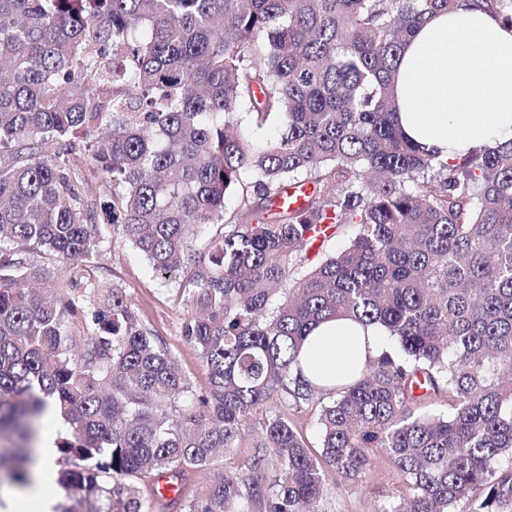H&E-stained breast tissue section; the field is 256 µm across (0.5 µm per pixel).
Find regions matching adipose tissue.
<instances>
[{
    "mask_svg": "<svg viewBox=\"0 0 512 512\" xmlns=\"http://www.w3.org/2000/svg\"><path fill=\"white\" fill-rule=\"evenodd\" d=\"M397 94L405 132L439 160L452 163L471 150L512 139V28L463 6L427 21L399 65ZM385 332L349 320L321 325L301 352L308 376L329 378L387 349ZM33 481L0 497V512H53L46 489L55 479V449L41 434Z\"/></svg>",
    "mask_w": 512,
    "mask_h": 512,
    "instance_id": "adipose-tissue-1",
    "label": "adipose tissue"
}]
</instances>
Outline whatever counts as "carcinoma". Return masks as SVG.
Returning <instances> with one entry per match:
<instances>
[{
	"label": "carcinoma",
	"mask_w": 512,
	"mask_h": 512,
	"mask_svg": "<svg viewBox=\"0 0 512 512\" xmlns=\"http://www.w3.org/2000/svg\"><path fill=\"white\" fill-rule=\"evenodd\" d=\"M462 1L512 26V0H0V434L59 410L86 512H143L162 470L214 471L164 509L323 512L379 457L407 494L376 512H512V141L448 164L397 118L402 52ZM101 125L106 221L196 309L202 391L122 289L66 276L100 250L68 154ZM336 318L396 348L306 376ZM319 406H310L293 416V421L313 446L317 447L316 419Z\"/></svg>",
	"instance_id": "obj_1"
}]
</instances>
